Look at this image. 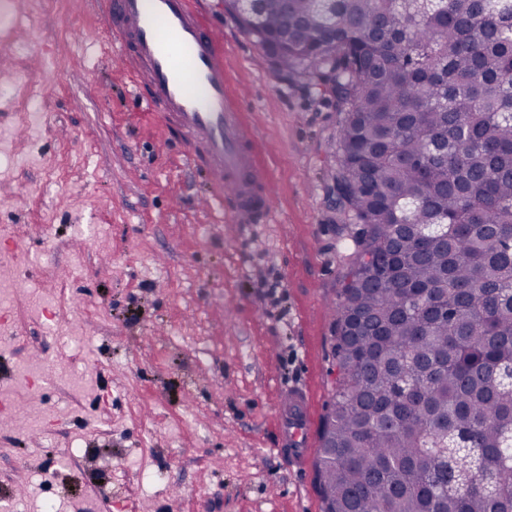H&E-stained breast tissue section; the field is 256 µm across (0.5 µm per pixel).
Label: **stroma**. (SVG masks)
<instances>
[{"mask_svg":"<svg viewBox=\"0 0 512 512\" xmlns=\"http://www.w3.org/2000/svg\"><path fill=\"white\" fill-rule=\"evenodd\" d=\"M230 89L275 199L241 224L107 57L91 0H10L0 21V505L20 512H324L333 306L356 225L335 204L334 103L276 71L225 11ZM112 87L110 101L96 94ZM274 284L276 301L261 295ZM311 441L275 446L288 390ZM289 403L297 408L299 413L293 419L290 426L281 425L277 450L282 454L288 455L293 466H299L303 461L305 447L308 445L309 440V424L303 411L305 394L290 391Z\"/></svg>","mask_w":512,"mask_h":512,"instance_id":"stroma-1","label":"stroma"}]
</instances>
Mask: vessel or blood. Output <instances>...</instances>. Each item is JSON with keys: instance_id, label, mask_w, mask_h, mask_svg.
Segmentation results:
<instances>
[{"instance_id": "obj_1", "label": "vessel or blood", "mask_w": 512, "mask_h": 512, "mask_svg": "<svg viewBox=\"0 0 512 512\" xmlns=\"http://www.w3.org/2000/svg\"><path fill=\"white\" fill-rule=\"evenodd\" d=\"M108 24L114 54L132 66V93L178 138L190 161L206 168L213 201L268 219L272 202L258 155L242 130V101L224 81V44L194 0H94ZM279 429L277 447L300 465L309 440L305 395Z\"/></svg>"}]
</instances>
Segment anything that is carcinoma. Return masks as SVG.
I'll return each mask as SVG.
<instances>
[{
    "label": "carcinoma",
    "mask_w": 512,
    "mask_h": 512,
    "mask_svg": "<svg viewBox=\"0 0 512 512\" xmlns=\"http://www.w3.org/2000/svg\"><path fill=\"white\" fill-rule=\"evenodd\" d=\"M253 30L336 94L333 179L360 225L326 512H512V0H266Z\"/></svg>",
    "instance_id": "carcinoma-1"
}]
</instances>
